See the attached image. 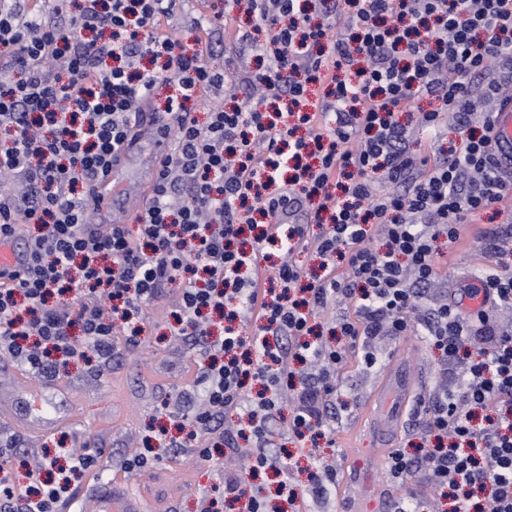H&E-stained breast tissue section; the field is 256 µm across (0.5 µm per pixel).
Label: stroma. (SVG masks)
<instances>
[{
	"mask_svg": "<svg viewBox=\"0 0 512 512\" xmlns=\"http://www.w3.org/2000/svg\"><path fill=\"white\" fill-rule=\"evenodd\" d=\"M498 224L512 225V200L475 218L466 225L460 239L444 249L438 260L436 287L457 291L469 271L501 265L500 256L485 236L488 228ZM176 295V290H169L146 308L138 345H118L108 365L98 367L76 360L60 373L36 376L17 361L13 364L14 376L0 375V395L42 382L64 394L62 406L72 411L66 427L38 437L21 425L0 422V438L35 452L47 448L55 453L65 448L92 455L94 467L71 487L72 492L81 495L84 512H100L103 500H118L130 494L138 498L140 512H197L199 497L208 488L213 491L216 512H240L239 504L226 502L217 485L224 473L243 467L241 458L217 454L190 463L173 451L140 470L130 471L123 466L125 453L154 442L156 427L181 423L188 406H181L179 415L174 416L167 407L169 401L181 394L189 395L193 403L201 401L202 361L190 357L185 342L170 332V309ZM374 348L379 357L376 366L366 367L361 352L350 349L336 373L333 401L340 419L335 445H322L316 454H309L292 442L283 421L273 428V442L276 448L291 452V478L295 483H306L314 459L324 458L335 463L339 486L351 485L357 477L370 485L375 502L371 512H395L402 493L388 471V456L393 450L407 449L415 423L422 421L420 404L429 400L440 384V354L413 332L377 340ZM395 364L405 371L412 395L398 432L389 447L382 448L366 428L373 396Z\"/></svg>",
	"mask_w": 512,
	"mask_h": 512,
	"instance_id": "stroma-1",
	"label": "stroma"
}]
</instances>
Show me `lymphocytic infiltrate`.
I'll return each instance as SVG.
<instances>
[{"label":"lymphocytic infiltrate","mask_w":512,"mask_h":512,"mask_svg":"<svg viewBox=\"0 0 512 512\" xmlns=\"http://www.w3.org/2000/svg\"><path fill=\"white\" fill-rule=\"evenodd\" d=\"M47 2L71 12L69 27L0 0V176L14 185L0 192V242L19 233L30 248L25 268L0 279V351L36 374L62 356L104 362L116 332L136 343L144 306L180 283L173 333L208 361L195 422L207 437L242 416L224 445L246 441L247 467L225 478L224 496L267 512L258 473L278 475L291 505L336 485L322 461L307 485L293 483L271 449L283 407L289 432L318 447L336 422L327 401L345 347L373 365L374 338L418 330L446 385L414 453L389 455L391 477L424 475L449 491L452 512H512V324L429 296L437 240L456 242L512 196L493 115L471 98L479 83L485 97L512 100L500 83L512 0H336L316 25L301 0H226L193 27L246 13L265 38L232 36L267 65L249 76L247 100L203 121L190 103L226 96L233 74L211 64V45L173 39L180 0ZM316 85L326 101H311ZM158 102L174 118L173 149L138 232L90 229L96 182ZM450 123L462 137L444 149ZM304 200L307 221L293 223ZM373 226L382 247L370 244ZM309 248L322 260L315 274L289 261ZM341 301L355 312L336 318L345 345L335 348L315 328ZM69 461L44 459L22 490L0 463V512H58L71 475L94 465L74 452Z\"/></svg>","instance_id":"lymphocytic-infiltrate-1"}]
</instances>
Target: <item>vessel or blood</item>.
I'll return each instance as SVG.
<instances>
[{
    "instance_id": "obj_1",
    "label": "vessel or blood",
    "mask_w": 512,
    "mask_h": 512,
    "mask_svg": "<svg viewBox=\"0 0 512 512\" xmlns=\"http://www.w3.org/2000/svg\"><path fill=\"white\" fill-rule=\"evenodd\" d=\"M494 150L500 167L512 172V101L504 102L494 114ZM171 145L163 135L159 124L142 120L134 138L122 148L104 176L98 190V206L104 224H111L112 213L126 215L128 222L142 216L149 203L161 162L169 155ZM29 259V251L20 238H13L0 247V272L11 273L22 268ZM456 305L463 310L474 311L488 308L489 302L482 287L471 286L458 290L454 296ZM411 390L403 371L390 372L375 404L377 411L371 425L384 437L393 435L399 420L390 414L389 408L407 398ZM31 398L28 415L31 432L44 436L62 425L59 410L53 402L52 386L35 385L27 392Z\"/></svg>"
}]
</instances>
